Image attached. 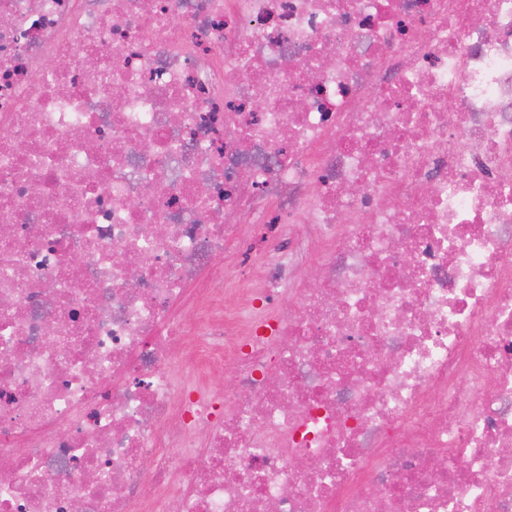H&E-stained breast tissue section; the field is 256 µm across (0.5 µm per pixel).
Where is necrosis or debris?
Listing matches in <instances>:
<instances>
[{"mask_svg":"<svg viewBox=\"0 0 512 512\" xmlns=\"http://www.w3.org/2000/svg\"><path fill=\"white\" fill-rule=\"evenodd\" d=\"M271 504L512 512V0H0V512Z\"/></svg>","mask_w":512,"mask_h":512,"instance_id":"4bbe7bcc","label":"necrosis or debris"}]
</instances>
